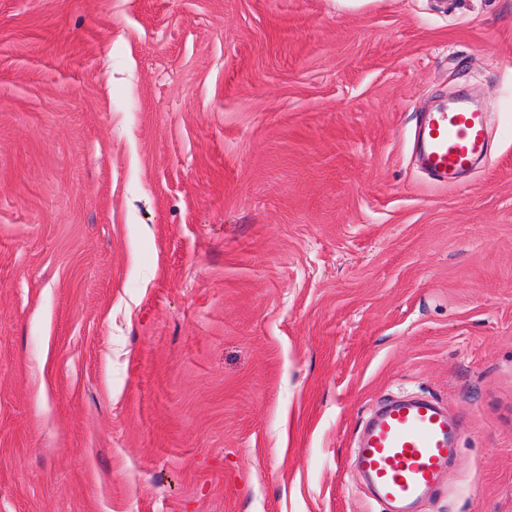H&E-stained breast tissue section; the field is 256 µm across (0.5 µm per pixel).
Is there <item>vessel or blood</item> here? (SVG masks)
<instances>
[{
  "instance_id": "obj_1",
  "label": "vessel or blood",
  "mask_w": 512,
  "mask_h": 512,
  "mask_svg": "<svg viewBox=\"0 0 512 512\" xmlns=\"http://www.w3.org/2000/svg\"><path fill=\"white\" fill-rule=\"evenodd\" d=\"M418 137L425 169L452 176L485 154L488 117L460 98L429 113ZM457 435L434 400L399 401L370 422L357 447L356 464L379 499L392 504L394 512H411L437 486L446 460L456 451Z\"/></svg>"
}]
</instances>
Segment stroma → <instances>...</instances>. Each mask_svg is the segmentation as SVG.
Instances as JSON below:
<instances>
[{
  "label": "stroma",
  "instance_id": "obj_1",
  "mask_svg": "<svg viewBox=\"0 0 512 512\" xmlns=\"http://www.w3.org/2000/svg\"><path fill=\"white\" fill-rule=\"evenodd\" d=\"M407 395L512 512V0H0V512H386ZM488 126L486 113L464 98L429 113L418 134L423 166L439 177L464 170L485 154Z\"/></svg>",
  "mask_w": 512,
  "mask_h": 512
}]
</instances>
